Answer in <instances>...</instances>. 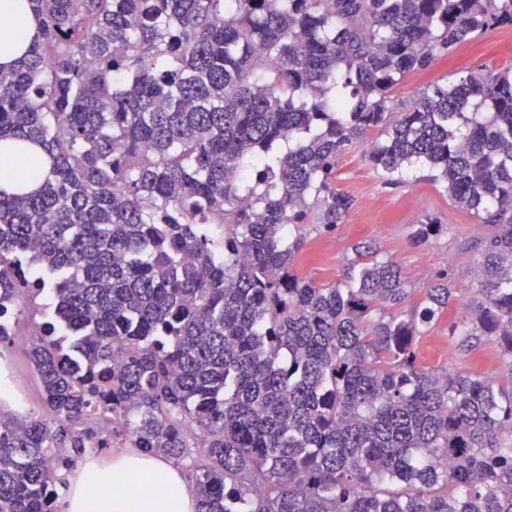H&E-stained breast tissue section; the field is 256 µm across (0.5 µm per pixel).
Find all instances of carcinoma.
<instances>
[{
    "label": "carcinoma",
    "instance_id": "obj_1",
    "mask_svg": "<svg viewBox=\"0 0 512 512\" xmlns=\"http://www.w3.org/2000/svg\"><path fill=\"white\" fill-rule=\"evenodd\" d=\"M30 3L41 36L0 71V344L27 331L41 414L0 413V512H59L120 441L185 469L196 512H512V385L417 361L448 278L406 318L370 248L297 272L301 225L352 209L349 147L387 186L421 163L492 228L450 336L512 369V69L391 97L512 0ZM19 155L49 165L31 191Z\"/></svg>",
    "mask_w": 512,
    "mask_h": 512
}]
</instances>
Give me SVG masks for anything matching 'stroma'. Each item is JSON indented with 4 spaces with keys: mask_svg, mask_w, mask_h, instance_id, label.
<instances>
[{
    "mask_svg": "<svg viewBox=\"0 0 512 512\" xmlns=\"http://www.w3.org/2000/svg\"><path fill=\"white\" fill-rule=\"evenodd\" d=\"M512 67V29L499 28L473 38L453 54L442 58L430 71L403 81L394 91V101L402 105L413 100L426 85L442 83L458 72L498 71ZM423 166L409 168L404 186H384L380 174L369 164L361 147H353L336 166L338 189L350 194L354 206L343 224L330 232L318 225H304L306 239L299 261V273L318 284L339 280L343 269L356 257L359 246L373 244L381 257L392 260L406 277L411 297L405 312H412L426 288L440 275H447L456 290L457 300L433 322L428 334L417 344L421 367L440 370L478 371L489 377L498 375V352L494 344L484 342L466 351L451 341L450 325L461 315V304L479 301L477 291L480 258L479 245L491 231L478 225L474 217L458 209L442 185L429 178ZM432 218L441 222V233L425 246H413L409 240L413 224ZM0 357L25 372V395L30 409L40 410L41 383L30 371L28 339L11 337L0 346Z\"/></svg>",
    "mask_w": 512,
    "mask_h": 512,
    "instance_id": "1",
    "label": "stroma"
}]
</instances>
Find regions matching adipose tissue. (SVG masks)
<instances>
[{
  "label": "adipose tissue",
  "mask_w": 512,
  "mask_h": 512,
  "mask_svg": "<svg viewBox=\"0 0 512 512\" xmlns=\"http://www.w3.org/2000/svg\"><path fill=\"white\" fill-rule=\"evenodd\" d=\"M38 31L29 0H0V69L25 55ZM195 512V498L172 464L136 450L90 460L70 480L65 512Z\"/></svg>",
  "instance_id": "1"
}]
</instances>
